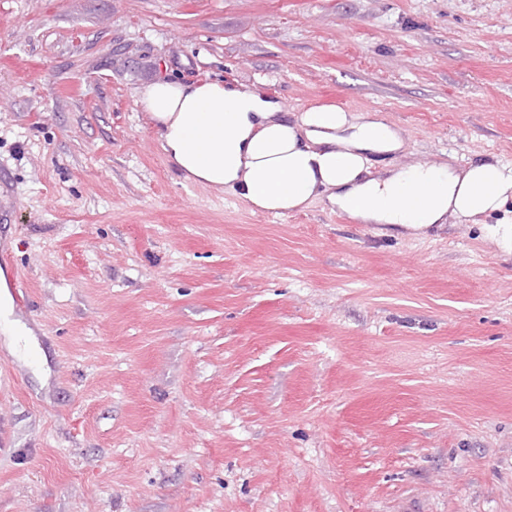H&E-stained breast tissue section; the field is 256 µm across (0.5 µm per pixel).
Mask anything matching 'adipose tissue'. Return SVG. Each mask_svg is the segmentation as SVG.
<instances>
[{
    "instance_id": "ef3b65f1",
    "label": "adipose tissue",
    "mask_w": 512,
    "mask_h": 512,
    "mask_svg": "<svg viewBox=\"0 0 512 512\" xmlns=\"http://www.w3.org/2000/svg\"><path fill=\"white\" fill-rule=\"evenodd\" d=\"M141 103L185 180L276 216L326 199L361 224L418 232L448 217L482 222L512 200V161L376 169L400 130L377 115L316 106L291 116L260 84L160 81Z\"/></svg>"
}]
</instances>
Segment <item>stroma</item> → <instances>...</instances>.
<instances>
[{
    "label": "stroma",
    "instance_id": "35a3bbf8",
    "mask_svg": "<svg viewBox=\"0 0 512 512\" xmlns=\"http://www.w3.org/2000/svg\"><path fill=\"white\" fill-rule=\"evenodd\" d=\"M161 79L512 161V0H0V512H512V260L185 181Z\"/></svg>",
    "mask_w": 512,
    "mask_h": 512
}]
</instances>
